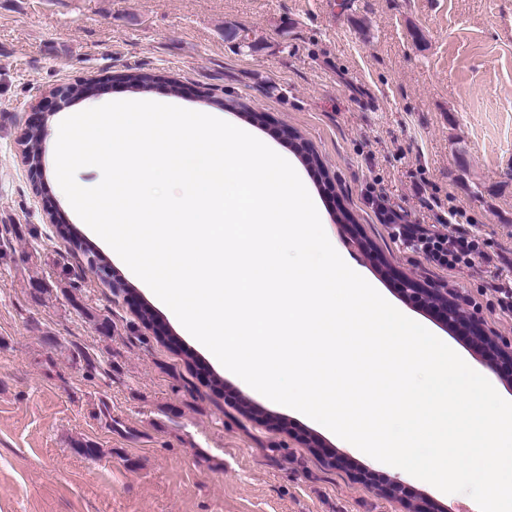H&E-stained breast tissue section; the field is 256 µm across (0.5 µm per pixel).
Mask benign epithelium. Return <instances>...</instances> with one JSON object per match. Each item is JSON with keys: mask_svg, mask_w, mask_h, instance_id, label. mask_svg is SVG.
Returning <instances> with one entry per match:
<instances>
[{"mask_svg": "<svg viewBox=\"0 0 512 512\" xmlns=\"http://www.w3.org/2000/svg\"><path fill=\"white\" fill-rule=\"evenodd\" d=\"M402 293L408 302L438 311L448 326L468 331L478 342L483 364L494 373L507 377L512 375V350H506L498 341L483 335L480 323L474 316L465 313L456 304L432 291L418 287L409 279L404 280Z\"/></svg>", "mask_w": 512, "mask_h": 512, "instance_id": "obj_1", "label": "benign epithelium"}]
</instances>
